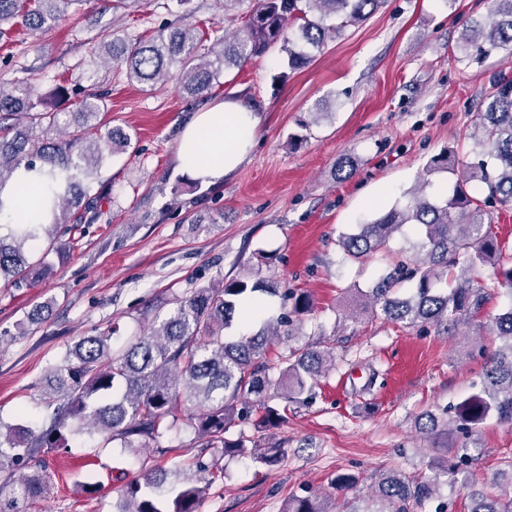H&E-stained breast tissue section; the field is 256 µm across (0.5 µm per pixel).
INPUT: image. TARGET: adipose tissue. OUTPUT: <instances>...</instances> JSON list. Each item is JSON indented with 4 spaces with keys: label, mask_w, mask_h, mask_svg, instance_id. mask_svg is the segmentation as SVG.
<instances>
[{
    "label": "adipose tissue",
    "mask_w": 512,
    "mask_h": 512,
    "mask_svg": "<svg viewBox=\"0 0 512 512\" xmlns=\"http://www.w3.org/2000/svg\"><path fill=\"white\" fill-rule=\"evenodd\" d=\"M259 117L237 101H219L198 112L186 125L177 160L194 180L218 184L242 165L253 146ZM6 206L0 211V233H9L16 224L43 221L36 173L18 170L0 191Z\"/></svg>",
    "instance_id": "adipose-tissue-1"
}]
</instances>
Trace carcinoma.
Wrapping results in <instances>:
<instances>
[{"label": "carcinoma", "instance_id": "1", "mask_svg": "<svg viewBox=\"0 0 512 512\" xmlns=\"http://www.w3.org/2000/svg\"><path fill=\"white\" fill-rule=\"evenodd\" d=\"M248 2L240 28L210 38V32L192 25L171 27L156 35L98 34L93 57L113 63L131 82L154 90L172 77L192 98L205 94L230 65L263 57L279 46L288 69L308 64L310 47L321 50L345 27L362 22L384 0H225L232 5ZM89 0H0V37L15 28L33 33L51 30L56 23L74 16ZM487 56L512 54V0H492L489 16L471 19L458 39V61L470 51ZM108 107L103 97L88 93L68 120L49 105L32 82L9 89L0 84V189L22 167L44 170L43 196L48 216L33 228L17 224L0 236V282L21 288L50 277L54 264L47 255L29 257L24 248L45 234L57 259L67 258L60 237L82 232L84 214L98 209L103 197L88 195L86 180L95 178L108 156L131 146V137L108 130L88 146L87 133L104 123ZM474 147L493 160L477 164L480 181L487 187L484 199L466 189L462 176L443 200L414 195L401 207L392 206L382 216L355 225L339 235L337 245L345 258L364 263L381 249L394 232L406 224L415 226L419 239L412 251L389 267L370 291L372 305L384 319L419 332L430 326L446 331L460 329L477 318L491 291L512 288V262L505 260L503 245L485 229L488 207L512 203V76L495 80L484 97L471 133ZM262 288V281L249 278L218 280L194 289L174 311L147 331L136 335L123 352H111L112 328L79 341L66 351L62 365L53 370V392L48 405L54 414L48 427L24 432L0 424V473L4 466L32 457L42 449L56 448L61 429L77 422L76 432L93 428L124 447L134 438H156L180 420L188 407L187 422L194 426L200 446L222 448L232 456H254L269 468L278 466L283 450L261 448L256 441L225 437L235 422H253L258 430L286 420L288 403L312 398L318 380L327 371L330 351L312 343L274 353V339L290 340L296 326L312 309L308 295L286 291L292 310L262 320L250 334L226 336L236 310L247 294ZM493 331L503 340L486 361L478 391L442 409L443 420L428 413L423 430L451 426L468 439L476 434L491 413L512 423V302L493 320ZM468 463L466 445L444 461L440 472L455 476ZM204 486L182 482L173 497L155 493L161 483L150 472L143 481L131 483L117 512H198L208 486L221 475L209 470ZM438 476L405 477L393 473L381 480L375 502L381 508L367 512H411L434 499ZM44 477L40 471L21 477L9 495L0 493V512H26L25 505L41 498ZM467 512H512V497L471 489ZM285 512H333L317 498L293 495Z\"/></svg>", "mask_w": 512, "mask_h": 512}]
</instances>
